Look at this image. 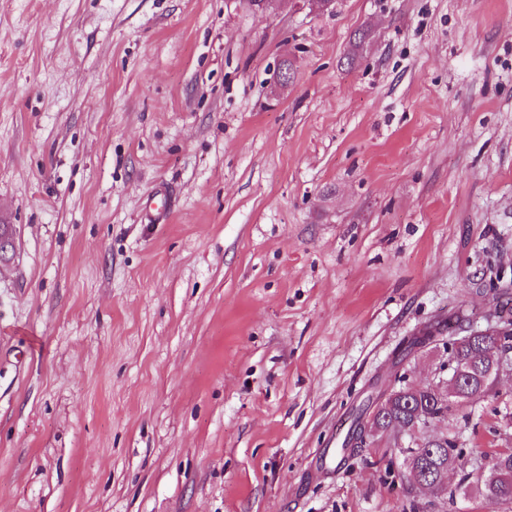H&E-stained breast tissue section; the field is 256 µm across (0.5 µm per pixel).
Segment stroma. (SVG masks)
Returning a JSON list of instances; mask_svg holds the SVG:
<instances>
[{
    "mask_svg": "<svg viewBox=\"0 0 512 512\" xmlns=\"http://www.w3.org/2000/svg\"><path fill=\"white\" fill-rule=\"evenodd\" d=\"M2 224L0 512H504L342 444L512 305V0H0Z\"/></svg>",
    "mask_w": 512,
    "mask_h": 512,
    "instance_id": "1",
    "label": "stroma"
}]
</instances>
